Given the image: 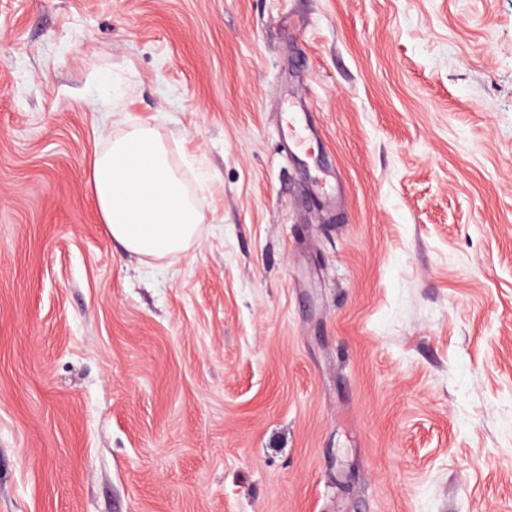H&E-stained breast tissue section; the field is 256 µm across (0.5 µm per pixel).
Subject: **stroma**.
<instances>
[{"instance_id": "stroma-1", "label": "stroma", "mask_w": 512, "mask_h": 512, "mask_svg": "<svg viewBox=\"0 0 512 512\" xmlns=\"http://www.w3.org/2000/svg\"><path fill=\"white\" fill-rule=\"evenodd\" d=\"M0 512H512V0H0ZM93 201L127 252L174 261L193 244L203 215L154 127L133 126L90 164Z\"/></svg>"}]
</instances>
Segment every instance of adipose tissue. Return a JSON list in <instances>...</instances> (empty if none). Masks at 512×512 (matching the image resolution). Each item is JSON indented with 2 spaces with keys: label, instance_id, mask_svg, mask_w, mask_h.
Wrapping results in <instances>:
<instances>
[{
  "label": "adipose tissue",
  "instance_id": "ef3b65f1",
  "mask_svg": "<svg viewBox=\"0 0 512 512\" xmlns=\"http://www.w3.org/2000/svg\"><path fill=\"white\" fill-rule=\"evenodd\" d=\"M90 183L109 236L125 251L173 261L196 241L203 216L154 127L133 126L95 153Z\"/></svg>",
  "mask_w": 512,
  "mask_h": 512
}]
</instances>
